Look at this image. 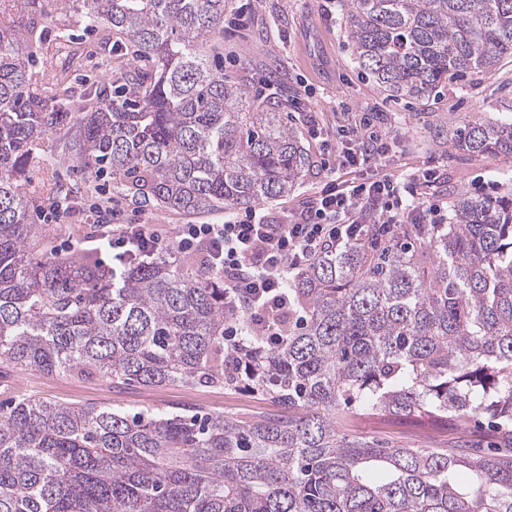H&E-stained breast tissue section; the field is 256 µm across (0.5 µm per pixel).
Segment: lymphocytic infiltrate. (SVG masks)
<instances>
[{
    "label": "lymphocytic infiltrate",
    "instance_id": "f902f5d3",
    "mask_svg": "<svg viewBox=\"0 0 512 512\" xmlns=\"http://www.w3.org/2000/svg\"><path fill=\"white\" fill-rule=\"evenodd\" d=\"M347 144L336 164L358 168L381 158L387 145L369 124L347 130ZM412 176L383 174L365 180L327 184L311 206L273 216L264 209L233 212L220 224L184 225L175 241L163 239L147 224H122L107 241L113 274H124L131 257L199 253L201 264L224 274L234 309H247L256 335L277 345L288 325L285 288L324 247L358 240L367 225L394 236L406 224H444L448 204L420 199L410 191Z\"/></svg>",
    "mask_w": 512,
    "mask_h": 512
}]
</instances>
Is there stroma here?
I'll list each match as a JSON object with an SVG mask.
<instances>
[{"label": "stroma", "mask_w": 512, "mask_h": 512, "mask_svg": "<svg viewBox=\"0 0 512 512\" xmlns=\"http://www.w3.org/2000/svg\"><path fill=\"white\" fill-rule=\"evenodd\" d=\"M245 2L226 0L224 22L215 38L218 49L212 57L213 68L237 77L253 93L285 103L291 124L303 136L316 162L287 197L261 201V208L274 215L294 211L318 196L331 180L372 178L375 171L367 166L353 173L321 165L324 150L340 144L342 131L366 120L389 146L383 171L395 175L427 168L435 171V179L418 185L421 197L446 201L461 194H512V156H468L452 148L446 139L447 130L464 121L512 122L511 61L502 62L493 73L445 87L427 105L396 101L357 66L347 39L342 0H257L253 10L244 14L240 8ZM46 26L49 38H72V54L67 58L40 57L38 67L63 77L74 94L70 119L52 134L55 154L38 152L26 160L30 180L25 190L38 202L30 217L35 224L42 223L50 210L47 199L54 184H61L77 201V209L55 225L48 243L49 250L71 257L78 249L96 244L109 223V216L98 210L103 197L117 202L123 199L114 191L111 177L91 176L76 159L85 85L109 84L121 73L138 68L139 63L124 44L109 38L107 29L88 27L81 17L57 14ZM123 221L152 225L168 238L183 224L223 223L224 214L193 215L141 204L126 208ZM18 395L156 414L193 407L228 419L252 418L268 408L250 393L220 385L118 387L98 379L38 370L12 371L0 378V401ZM345 431L406 448L466 445L479 454L495 444L481 420L436 423L416 416L375 414L357 405L347 411Z\"/></svg>", "instance_id": "obj_1"}]
</instances>
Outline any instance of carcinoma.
Here are the masks:
<instances>
[{
  "instance_id": "carcinoma-1",
  "label": "carcinoma",
  "mask_w": 512,
  "mask_h": 512,
  "mask_svg": "<svg viewBox=\"0 0 512 512\" xmlns=\"http://www.w3.org/2000/svg\"><path fill=\"white\" fill-rule=\"evenodd\" d=\"M226 0H54L105 22L144 63L95 91L78 156L141 203L186 213L274 200L314 167L279 104L211 69ZM355 60L394 100L425 104L512 58V0H344ZM48 0H0V374L246 389L256 419L0 403V512H512V198L461 195L453 223L324 249L288 285V336L224 347V274L184 258L38 247L24 162L52 152L70 87L31 67ZM512 154V123L448 129ZM353 404L436 421L483 417L503 447L383 445L342 430Z\"/></svg>"
}]
</instances>
